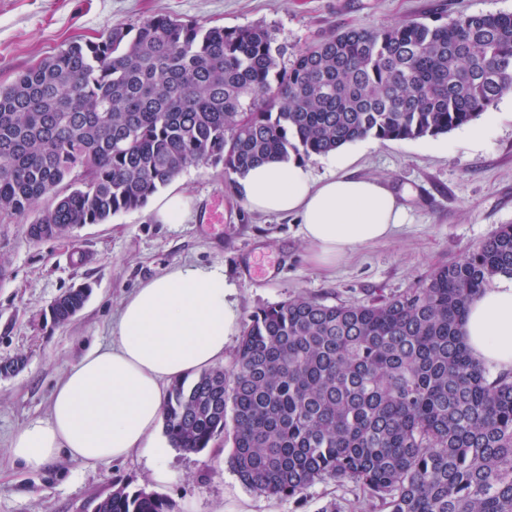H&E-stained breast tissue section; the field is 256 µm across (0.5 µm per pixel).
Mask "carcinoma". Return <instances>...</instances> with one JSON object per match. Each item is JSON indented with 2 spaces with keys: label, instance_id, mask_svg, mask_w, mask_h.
I'll return each instance as SVG.
<instances>
[{
  "label": "carcinoma",
  "instance_id": "1",
  "mask_svg": "<svg viewBox=\"0 0 512 512\" xmlns=\"http://www.w3.org/2000/svg\"><path fill=\"white\" fill-rule=\"evenodd\" d=\"M265 26L160 15L75 38L0 85V226L39 242L143 209L191 165L243 174L366 138L436 137L512 92V13L331 29L281 64ZM512 278V224L377 303L298 296L253 312L231 371L176 381L172 447L231 440L241 483L291 498L333 478L368 512H512V375L476 364L469 302ZM90 288L50 305L69 324ZM95 512H180L120 486Z\"/></svg>",
  "mask_w": 512,
  "mask_h": 512
}]
</instances>
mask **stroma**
Here are the masks:
<instances>
[{"label":"stroma","mask_w":512,"mask_h":512,"mask_svg":"<svg viewBox=\"0 0 512 512\" xmlns=\"http://www.w3.org/2000/svg\"><path fill=\"white\" fill-rule=\"evenodd\" d=\"M490 12L511 13L512 0H0V85L72 38L93 39L115 23L160 14L211 26L264 25L291 57L332 28ZM478 122L490 128L479 143L461 127L434 138L350 144L349 173L382 179L403 199L408 219L394 236L358 248L332 269L309 262L295 216L247 211L219 166H191L176 179L191 198L182 224L154 223L141 209L38 244L25 223L0 227V362L27 359L19 374L0 378V512H93L96 497L122 485L152 488L181 512H319L332 499L343 512H364L351 485L332 479L291 499L250 491L233 471L231 441L222 435L200 453L171 447L159 461L145 450L94 465L63 460L39 472L14 463L8 442L45 413L64 371L109 339L126 295L167 270L223 269L245 317L298 295L361 304L414 287L433 267L512 224V95ZM214 209L221 223H208ZM81 284L92 293L72 322L59 327L45 319L54 299ZM159 462L169 479L154 485Z\"/></svg>","instance_id":"35a3bbf8"}]
</instances>
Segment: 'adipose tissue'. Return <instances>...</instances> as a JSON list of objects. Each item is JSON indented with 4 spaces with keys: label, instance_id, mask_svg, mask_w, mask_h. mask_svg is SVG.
Returning a JSON list of instances; mask_svg holds the SVG:
<instances>
[{
    "label": "adipose tissue",
    "instance_id": "adipose-tissue-1",
    "mask_svg": "<svg viewBox=\"0 0 512 512\" xmlns=\"http://www.w3.org/2000/svg\"><path fill=\"white\" fill-rule=\"evenodd\" d=\"M243 206L296 216L309 258L331 268L359 246L391 237L407 210L373 177L314 180L307 165L269 160L236 182ZM221 269L180 266L136 288L122 302L107 342L89 349L58 380L44 416L17 429L11 457L30 471L60 459L93 465L142 448L165 454L157 434L165 389L223 361L241 322ZM463 340L474 361L512 372V278L468 305Z\"/></svg>",
    "mask_w": 512,
    "mask_h": 512
}]
</instances>
